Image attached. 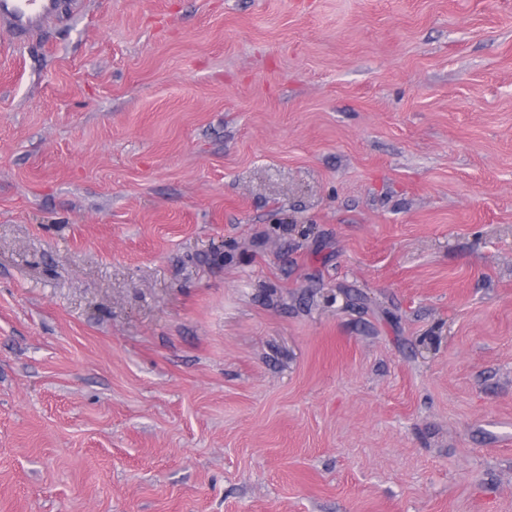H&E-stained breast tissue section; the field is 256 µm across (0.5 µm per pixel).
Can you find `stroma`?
Returning a JSON list of instances; mask_svg holds the SVG:
<instances>
[{"mask_svg":"<svg viewBox=\"0 0 512 512\" xmlns=\"http://www.w3.org/2000/svg\"><path fill=\"white\" fill-rule=\"evenodd\" d=\"M0 26V512H512V0H75ZM68 0H0V22L23 45L38 32L59 21Z\"/></svg>","mask_w":512,"mask_h":512,"instance_id":"obj_1","label":"stroma"}]
</instances>
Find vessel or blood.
I'll return each instance as SVG.
<instances>
[{
  "mask_svg": "<svg viewBox=\"0 0 512 512\" xmlns=\"http://www.w3.org/2000/svg\"><path fill=\"white\" fill-rule=\"evenodd\" d=\"M66 0H0V24L20 44L57 23Z\"/></svg>",
  "mask_w": 512,
  "mask_h": 512,
  "instance_id": "obj_1",
  "label": "vessel or blood"
}]
</instances>
